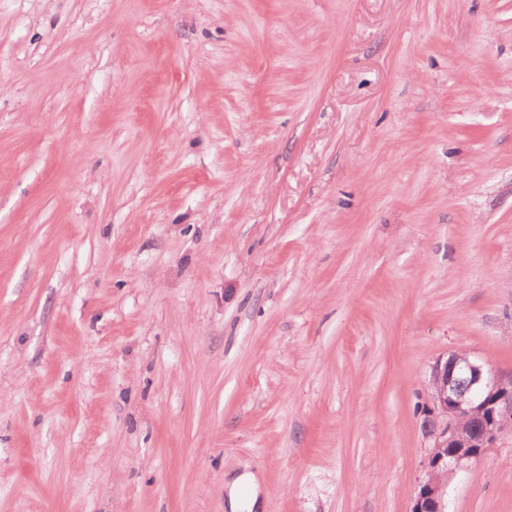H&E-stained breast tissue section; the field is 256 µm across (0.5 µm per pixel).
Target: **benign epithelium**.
I'll use <instances>...</instances> for the list:
<instances>
[{
  "instance_id": "1",
  "label": "benign epithelium",
  "mask_w": 512,
  "mask_h": 512,
  "mask_svg": "<svg viewBox=\"0 0 512 512\" xmlns=\"http://www.w3.org/2000/svg\"><path fill=\"white\" fill-rule=\"evenodd\" d=\"M425 420L432 451L411 512H447L448 476L483 458L499 435L512 430V377L464 352L432 367Z\"/></svg>"
}]
</instances>
